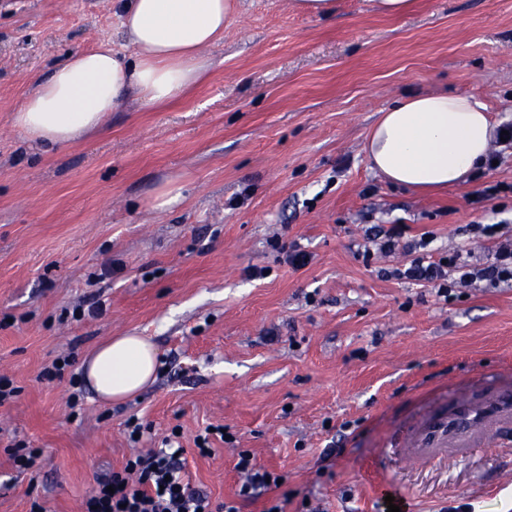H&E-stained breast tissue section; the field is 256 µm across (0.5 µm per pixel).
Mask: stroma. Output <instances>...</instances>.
I'll return each instance as SVG.
<instances>
[{"label": "stroma", "mask_w": 512, "mask_h": 512, "mask_svg": "<svg viewBox=\"0 0 512 512\" xmlns=\"http://www.w3.org/2000/svg\"><path fill=\"white\" fill-rule=\"evenodd\" d=\"M331 18L293 0H239L206 79L165 107L131 101L57 151L14 127L36 77L107 39L125 52L117 0H0V512H79L107 471L181 432L185 477L211 503L235 499L239 451L284 475L245 503L264 512H512V440L423 471L384 451L418 415L477 380L512 387V287L451 297L381 269L410 262L367 248L366 232L407 225L433 257L464 252L486 211L512 217V151L439 192L372 171L365 137L409 93L448 91L512 122V0H415L400 17L335 0ZM174 179L181 203L154 208ZM310 256L293 269L271 242ZM112 277L99 279L103 265ZM264 269L259 278L249 268ZM97 315L74 318L77 307ZM149 337L154 385L107 405L80 379L109 337ZM69 358L63 374L44 368ZM145 432L131 442L125 423ZM214 453H195L207 426ZM340 455L324 457L336 437ZM40 456L18 470L10 447Z\"/></svg>", "instance_id": "35a3bbf8"}]
</instances>
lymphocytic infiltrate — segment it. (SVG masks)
Listing matches in <instances>:
<instances>
[{"instance_id": "obj_1", "label": "lymphocytic infiltrate", "mask_w": 512, "mask_h": 512, "mask_svg": "<svg viewBox=\"0 0 512 512\" xmlns=\"http://www.w3.org/2000/svg\"><path fill=\"white\" fill-rule=\"evenodd\" d=\"M503 228L500 221L468 227L473 239L492 244V258L456 255L443 263L425 256L426 241L403 244L404 225L375 227L372 236L384 255L395 254L402 247L413 255L409 265L385 270V277L426 283L447 296L453 289L479 282L490 288L512 285V242L503 241ZM182 454L178 446L154 448L128 460L123 471L100 475L95 491L83 500L81 512H240L241 503L259 498L278 480L277 473L257 467L250 452H240L236 468L244 482L236 499L215 509L205 494L185 482Z\"/></svg>"}]
</instances>
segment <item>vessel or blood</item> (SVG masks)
<instances>
[{
    "mask_svg": "<svg viewBox=\"0 0 512 512\" xmlns=\"http://www.w3.org/2000/svg\"><path fill=\"white\" fill-rule=\"evenodd\" d=\"M512 435V389L483 387L449 400L447 407L418 417L400 438L401 462L425 469L476 449L501 446Z\"/></svg>",
    "mask_w": 512,
    "mask_h": 512,
    "instance_id": "1",
    "label": "vessel or blood"
}]
</instances>
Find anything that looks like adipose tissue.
I'll return each instance as SVG.
<instances>
[{"label":"adipose tissue","mask_w":512,"mask_h":512,"mask_svg":"<svg viewBox=\"0 0 512 512\" xmlns=\"http://www.w3.org/2000/svg\"><path fill=\"white\" fill-rule=\"evenodd\" d=\"M237 0H124L120 26L130 56L104 40L71 53L39 77L13 124L32 144L62 148L99 129L130 97L168 103L201 81L205 51L224 37ZM495 138L486 107L463 94L414 93L384 110L364 154L391 184L442 189L483 166ZM159 352L143 336L111 337L84 358L82 379L105 403H122L150 386Z\"/></svg>","instance_id":"obj_1"}]
</instances>
